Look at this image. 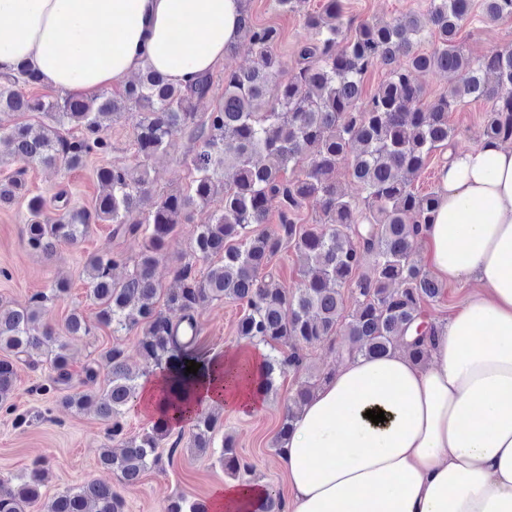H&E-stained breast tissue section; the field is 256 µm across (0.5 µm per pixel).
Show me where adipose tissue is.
I'll return each mask as SVG.
<instances>
[{
	"label": "adipose tissue",
	"mask_w": 512,
	"mask_h": 512,
	"mask_svg": "<svg viewBox=\"0 0 512 512\" xmlns=\"http://www.w3.org/2000/svg\"><path fill=\"white\" fill-rule=\"evenodd\" d=\"M243 0H0V73L25 64L57 90L88 94L153 68L187 86L240 39ZM186 34L176 37L175 23ZM439 205L421 228L423 259L483 287L439 326L430 363L404 351L340 366L303 403L279 446L288 512H512V148L485 140L449 152ZM246 341L204 355L191 405L263 409L228 379ZM383 411L372 423L366 413ZM258 483L218 490L215 512H256Z\"/></svg>",
	"instance_id": "adipose-tissue-1"
}]
</instances>
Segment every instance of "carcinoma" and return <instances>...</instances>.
<instances>
[{
  "instance_id": "carcinoma-1",
  "label": "carcinoma",
  "mask_w": 512,
  "mask_h": 512,
  "mask_svg": "<svg viewBox=\"0 0 512 512\" xmlns=\"http://www.w3.org/2000/svg\"><path fill=\"white\" fill-rule=\"evenodd\" d=\"M472 7L473 0H429L424 14L355 24L345 19L342 0H320L317 9L304 14L312 39L297 48V67L289 72L277 53L278 30L254 24L244 11L242 39L254 64L224 74V96L207 112L198 111V105L211 95L209 74L182 88L148 67L117 93L87 96L20 91L21 86H41L24 64L13 74H0V112L53 118L51 125L36 129L19 123L0 134L6 147L0 161L21 164L0 182V206L24 195L27 167L78 168L90 155L108 150V122L130 110L136 114L138 161L99 167L96 178L104 192L90 208L73 207L61 197L50 210L43 197H30L27 246L50 260L59 246L81 242L92 224L112 225L115 237L140 234L144 240L121 281L112 276L124 263L120 254L101 251L88 258V295L98 307L95 325L77 313L66 317L60 331L40 323L45 303L69 294L65 280L24 306L0 305V409L12 416L13 426L25 429L41 418L18 413L10 403L17 359L38 356L35 364L45 363L53 373L50 389L67 390L73 372L65 337L91 336L99 325L115 336L140 331L146 364L180 371L189 351L197 348L195 313L224 299L247 309L237 335L274 351L260 380L266 397L276 393L274 374L305 368L301 345L339 330L348 338L351 359L385 354L402 344L413 361L429 358L424 342L408 344L405 334L424 317L422 304L443 294L442 284L415 260L419 227L428 223L439 197L415 192L408 176L448 146L454 136L448 112L467 98L489 103L486 139L512 140V48L482 58L465 52L457 35ZM482 14L487 21L511 16L512 0H483ZM432 38V49L421 51ZM400 59L406 66H395ZM374 67L387 69V77L367 97L363 78ZM430 71L447 74L450 84L448 93L426 104L413 73ZM67 125L80 129L81 137L64 135ZM181 132L200 141L190 161V182L183 191L154 199L148 161L167 151ZM345 162L365 193L361 204L336 183V168ZM288 170L297 176L284 179ZM217 198L219 207L209 209ZM310 199L318 203L321 217L319 226L304 228L297 212ZM273 207L279 224L255 232L253 226L266 223ZM197 213L205 219L174 270L178 287L166 292L154 279V268L167 238L180 225L194 223ZM288 245L303 261V281L292 296L268 271L272 257ZM368 255L374 258L373 274L361 277L357 272ZM345 288L356 295L348 315ZM104 358L109 371L103 386L65 394L59 403L94 411L105 425L101 465L124 487L134 488L147 470L162 463L159 448L169 428L160 419L148 431L128 433L125 415L138 399V377L128 370L120 346L108 348ZM330 377L327 372L300 383L278 440L293 428L296 408ZM217 425L218 416L195 410L190 446L206 453ZM114 443L120 452L112 450ZM220 461L234 477L248 469L227 440ZM45 475L40 462L22 473L0 475V512H27L40 503ZM44 512H124V499L112 486L91 481L57 493ZM165 512L207 510L204 502L180 495L168 501Z\"/></svg>"
}]
</instances>
